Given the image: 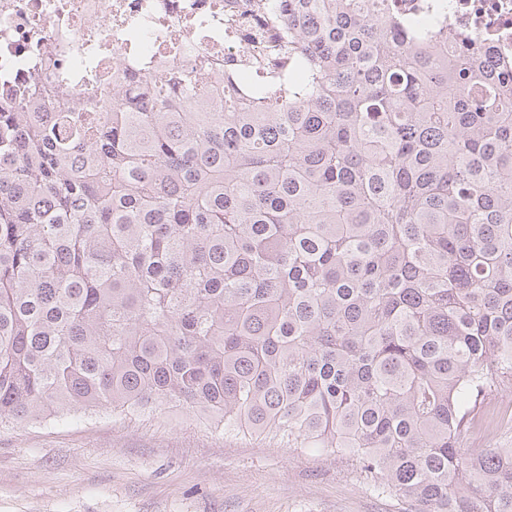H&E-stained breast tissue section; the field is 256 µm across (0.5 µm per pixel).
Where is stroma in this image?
Wrapping results in <instances>:
<instances>
[{
  "label": "stroma",
  "mask_w": 512,
  "mask_h": 512,
  "mask_svg": "<svg viewBox=\"0 0 512 512\" xmlns=\"http://www.w3.org/2000/svg\"><path fill=\"white\" fill-rule=\"evenodd\" d=\"M194 420L174 408L0 426V512H404L342 459Z\"/></svg>",
  "instance_id": "stroma-1"
}]
</instances>
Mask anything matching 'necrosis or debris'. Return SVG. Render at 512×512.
<instances>
[{
  "mask_svg": "<svg viewBox=\"0 0 512 512\" xmlns=\"http://www.w3.org/2000/svg\"><path fill=\"white\" fill-rule=\"evenodd\" d=\"M266 0H0V111L8 90L51 84L83 112L99 109V85L169 67L220 78L233 68L254 85L287 78L273 56L286 31ZM399 15L431 18L449 34L485 44L491 62L512 68V0H390ZM55 53L54 69L39 67Z\"/></svg>",
  "mask_w": 512,
  "mask_h": 512,
  "instance_id": "necrosis-or-debris-1",
  "label": "necrosis or debris"
}]
</instances>
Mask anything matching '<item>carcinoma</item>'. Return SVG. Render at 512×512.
Here are the masks:
<instances>
[{"label":"carcinoma","mask_w":512,"mask_h":512,"mask_svg":"<svg viewBox=\"0 0 512 512\" xmlns=\"http://www.w3.org/2000/svg\"><path fill=\"white\" fill-rule=\"evenodd\" d=\"M288 91L167 71L0 112V426L185 407L409 512H512V82L386 0H288ZM512 440V433L503 434V433H490L484 434L478 431H474L471 433L466 440L464 441V448H492L502 443H509Z\"/></svg>","instance_id":"1"}]
</instances>
